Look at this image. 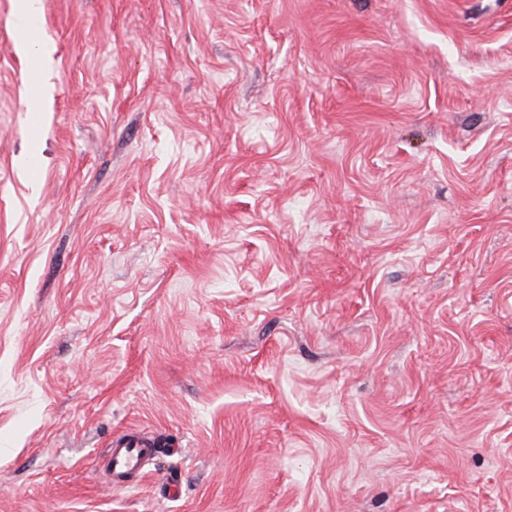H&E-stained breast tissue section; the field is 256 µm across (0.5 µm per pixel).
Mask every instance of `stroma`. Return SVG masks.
I'll return each mask as SVG.
<instances>
[{
    "mask_svg": "<svg viewBox=\"0 0 512 512\" xmlns=\"http://www.w3.org/2000/svg\"><path fill=\"white\" fill-rule=\"evenodd\" d=\"M0 0V512H512V0ZM159 443L107 483L113 434Z\"/></svg>",
    "mask_w": 512,
    "mask_h": 512,
    "instance_id": "35a3bbf8",
    "label": "stroma"
}]
</instances>
